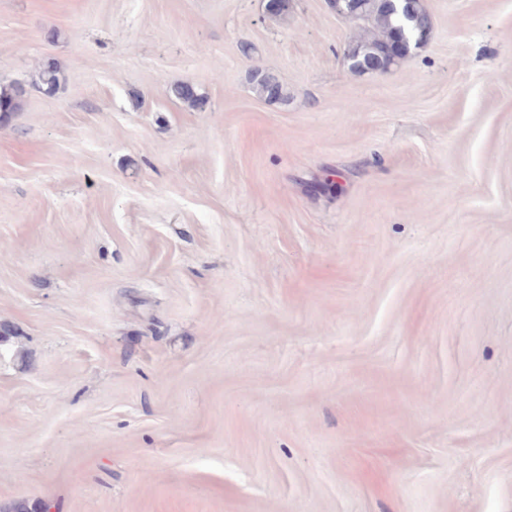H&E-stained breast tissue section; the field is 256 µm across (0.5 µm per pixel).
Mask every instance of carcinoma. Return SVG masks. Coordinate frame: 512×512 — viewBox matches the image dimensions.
I'll return each mask as SVG.
<instances>
[{
  "instance_id": "carcinoma-1",
  "label": "carcinoma",
  "mask_w": 512,
  "mask_h": 512,
  "mask_svg": "<svg viewBox=\"0 0 512 512\" xmlns=\"http://www.w3.org/2000/svg\"><path fill=\"white\" fill-rule=\"evenodd\" d=\"M341 14L356 20L371 22L375 31L369 37L351 40L345 48L350 67L357 73L369 71L368 60L389 48L394 57L387 66L397 64L407 47L417 44L421 34H428L432 28L429 12L421 0H341ZM259 94L267 99H281L284 89L278 78L270 73L258 71L254 75ZM59 84V71L49 64L40 73V88L46 93L55 91ZM177 99L194 108L204 105L203 96L191 83H181L173 88ZM22 92L15 89L0 90V117L10 116L18 109V98Z\"/></svg>"
}]
</instances>
